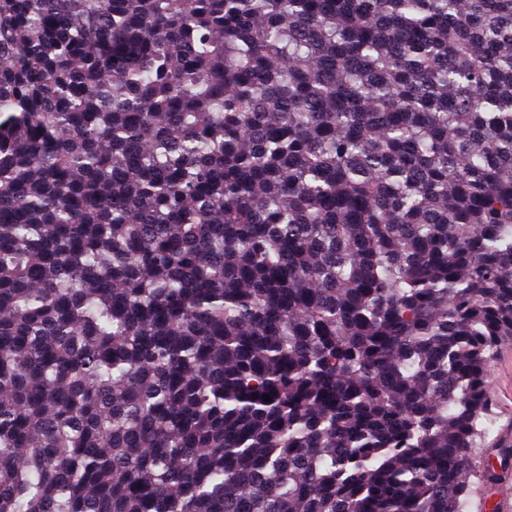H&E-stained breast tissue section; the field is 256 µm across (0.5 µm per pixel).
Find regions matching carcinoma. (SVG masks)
Masks as SVG:
<instances>
[{
	"mask_svg": "<svg viewBox=\"0 0 512 512\" xmlns=\"http://www.w3.org/2000/svg\"><path fill=\"white\" fill-rule=\"evenodd\" d=\"M509 337L512 0H0V512H466Z\"/></svg>",
	"mask_w": 512,
	"mask_h": 512,
	"instance_id": "1",
	"label": "carcinoma"
}]
</instances>
